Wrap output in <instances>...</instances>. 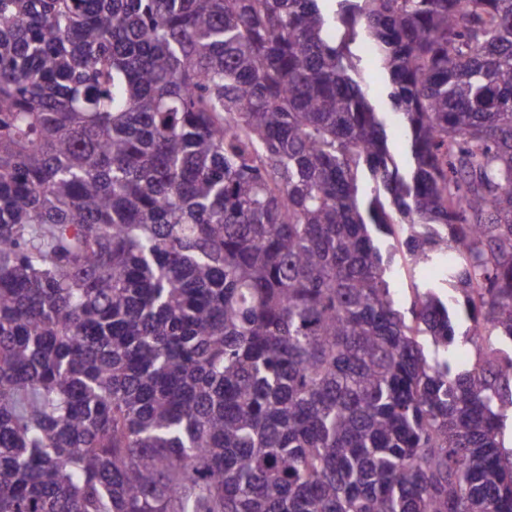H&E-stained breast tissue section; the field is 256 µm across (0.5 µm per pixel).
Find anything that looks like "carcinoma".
I'll list each match as a JSON object with an SVG mask.
<instances>
[{
	"label": "carcinoma",
	"mask_w": 512,
	"mask_h": 512,
	"mask_svg": "<svg viewBox=\"0 0 512 512\" xmlns=\"http://www.w3.org/2000/svg\"><path fill=\"white\" fill-rule=\"evenodd\" d=\"M322 2L0 0V512H512V0ZM354 53L361 59V74L363 87L369 93L372 104L377 112H385L390 154L400 168L406 171L409 163V145L403 134V119L395 113L387 96L388 90L384 85L381 63L374 50L364 43L352 46ZM455 258V252L448 249L437 264L419 266L414 270L404 248L400 247L394 251L388 281L397 305L401 309L408 308L414 298L415 286L423 289V284L432 287L442 299L454 296L462 301L461 296L453 290L452 282L446 277L448 266L455 261ZM458 308V315L456 318V342L451 348L452 354L457 362L459 369H467L475 359V352L468 340L472 326L471 320L468 319L466 313L461 307Z\"/></svg>",
	"instance_id": "cac0c4a2"
}]
</instances>
